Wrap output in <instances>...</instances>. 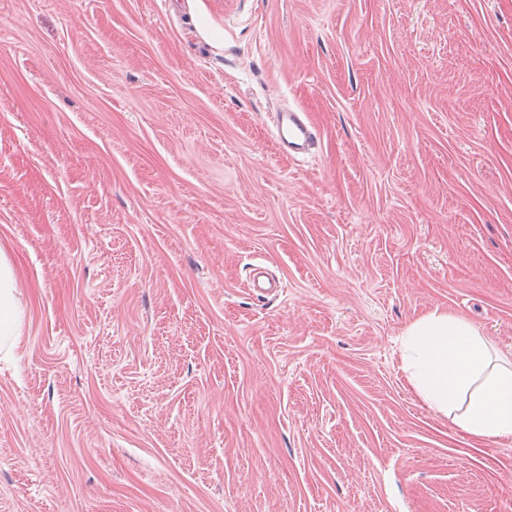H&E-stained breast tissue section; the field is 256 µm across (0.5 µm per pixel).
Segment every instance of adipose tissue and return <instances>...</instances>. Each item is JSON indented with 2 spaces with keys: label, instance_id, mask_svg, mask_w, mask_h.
<instances>
[{
  "label": "adipose tissue",
  "instance_id": "adipose-tissue-1",
  "mask_svg": "<svg viewBox=\"0 0 512 512\" xmlns=\"http://www.w3.org/2000/svg\"><path fill=\"white\" fill-rule=\"evenodd\" d=\"M7 255L0 250V348H11L22 313ZM406 384L422 404L449 417L476 444L512 443V354L496 349L461 315L431 310L404 328Z\"/></svg>",
  "mask_w": 512,
  "mask_h": 512
}]
</instances>
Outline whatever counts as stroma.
Segmentation results:
<instances>
[{"instance_id":"obj_1","label":"stroma","mask_w":512,"mask_h":512,"mask_svg":"<svg viewBox=\"0 0 512 512\" xmlns=\"http://www.w3.org/2000/svg\"><path fill=\"white\" fill-rule=\"evenodd\" d=\"M0 248V512H512L398 358L512 352V0H0ZM275 138L281 154L299 160L314 153L320 139V127L303 107L277 110L274 115ZM16 282L7 255L0 249V348L10 350L19 335L22 313L15 300ZM249 288L262 298L276 297L285 292L283 282L274 277H269L262 268L254 270Z\"/></svg>"}]
</instances>
